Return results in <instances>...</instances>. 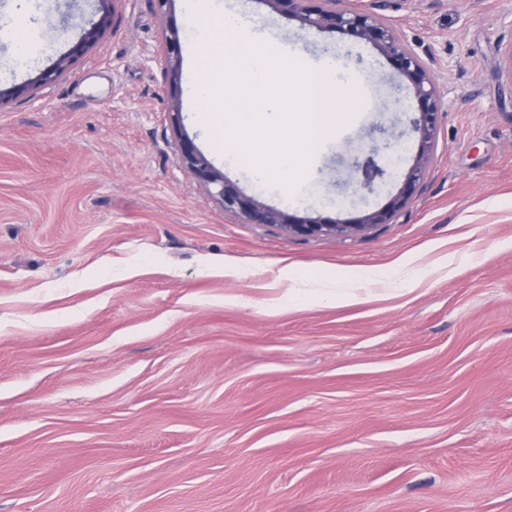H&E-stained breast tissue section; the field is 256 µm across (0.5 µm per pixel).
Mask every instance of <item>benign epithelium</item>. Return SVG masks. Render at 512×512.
Masks as SVG:
<instances>
[{
  "label": "benign epithelium",
  "mask_w": 512,
  "mask_h": 512,
  "mask_svg": "<svg viewBox=\"0 0 512 512\" xmlns=\"http://www.w3.org/2000/svg\"><path fill=\"white\" fill-rule=\"evenodd\" d=\"M274 8H283L302 22L319 30L343 28L351 35L372 43L390 59L393 66L410 81L416 99L419 118L414 127L419 135V153L416 164L409 172L400 193L384 209L364 214L352 224L340 221L321 222L309 217H298L285 211L269 208L255 199L245 196L237 184L224 177L189 137L180 140L183 166L206 191L209 198L224 211L240 216L249 224H279L288 233L299 237L347 236L366 231L376 224H390L395 214L408 202L417 183L423 179L430 164L437 139L440 96L430 73L416 56L405 49L394 31L373 12H339L333 8L335 0H266ZM109 25L107 15L91 23L78 41L56 63L44 70L38 81L48 84L54 81L90 45L96 43ZM180 58L181 42L177 29L171 27L165 34L161 64L170 82L171 104L168 115L173 128H181L180 112ZM351 183L357 189L373 190L389 175L388 162H380L378 150L373 148L366 155H356L349 163Z\"/></svg>",
  "instance_id": "obj_1"
}]
</instances>
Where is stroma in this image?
I'll list each match as a JSON object with an SVG mask.
<instances>
[{
  "mask_svg": "<svg viewBox=\"0 0 512 512\" xmlns=\"http://www.w3.org/2000/svg\"><path fill=\"white\" fill-rule=\"evenodd\" d=\"M260 32L369 73L360 120L293 205L186 134L242 191L315 219L385 207L415 163L409 82L372 44L267 0ZM111 24L54 82L99 8ZM430 72L437 144L392 223L300 238L224 211L184 169L158 58L182 0H30L39 47L0 39V512H512V0H336ZM398 163L352 192L373 126ZM223 265L210 275L205 263ZM412 267L401 292L391 273ZM385 275L351 305L282 269Z\"/></svg>",
  "mask_w": 512,
  "mask_h": 512,
  "instance_id": "obj_1",
  "label": "stroma"
}]
</instances>
